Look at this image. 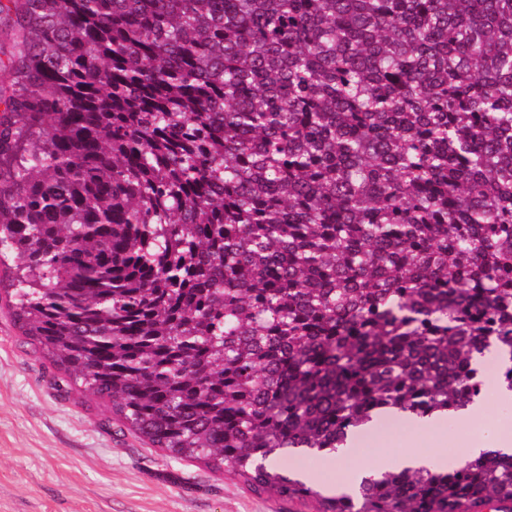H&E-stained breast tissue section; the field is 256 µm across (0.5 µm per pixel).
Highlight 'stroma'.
Returning a JSON list of instances; mask_svg holds the SVG:
<instances>
[{
	"label": "stroma",
	"instance_id": "obj_1",
	"mask_svg": "<svg viewBox=\"0 0 512 512\" xmlns=\"http://www.w3.org/2000/svg\"><path fill=\"white\" fill-rule=\"evenodd\" d=\"M55 373L0 292V512H297L232 473L170 458L120 429L88 391L55 389ZM325 462L298 449L275 460L315 485L340 482Z\"/></svg>",
	"mask_w": 512,
	"mask_h": 512
}]
</instances>
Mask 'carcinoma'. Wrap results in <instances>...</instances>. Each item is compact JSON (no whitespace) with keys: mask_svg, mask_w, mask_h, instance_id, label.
I'll list each match as a JSON object with an SVG mask.
<instances>
[{"mask_svg":"<svg viewBox=\"0 0 512 512\" xmlns=\"http://www.w3.org/2000/svg\"><path fill=\"white\" fill-rule=\"evenodd\" d=\"M22 334L154 448L317 512H482L512 454L274 464L512 391V0H9ZM326 459L323 455L307 453L298 449H290L281 452L275 464L278 468L286 473H304L308 477L307 481L317 486H325L330 482L340 483L342 475L336 473V469H327L325 465Z\"/></svg>","mask_w":512,"mask_h":512,"instance_id":"cac0c4a2","label":"carcinoma"}]
</instances>
